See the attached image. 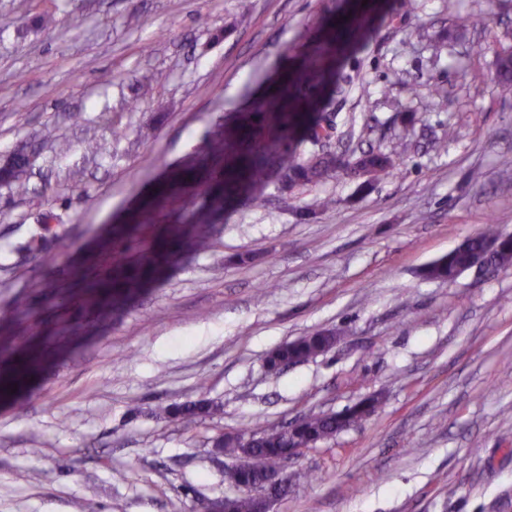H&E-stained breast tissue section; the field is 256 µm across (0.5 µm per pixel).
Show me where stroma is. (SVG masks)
<instances>
[{
  "mask_svg": "<svg viewBox=\"0 0 512 512\" xmlns=\"http://www.w3.org/2000/svg\"><path fill=\"white\" fill-rule=\"evenodd\" d=\"M334 0H0V163L35 160L20 197L0 184V336L42 365L0 400V512H207L231 488L217 431L251 433L375 396L373 415L301 450L273 512H512V267L454 281L422 271L486 224L512 232V98L490 40L512 45L501 0H397L338 73L340 152H408L393 177L344 175L239 208L210 247L121 298L104 321L82 278L112 273V227L164 168L286 70ZM250 22H236L240 12ZM480 24L436 43L464 20ZM151 96L129 110L140 76ZM443 98H436L434 87ZM82 115L73 123L71 113ZM333 197L334 210L298 208ZM59 217L28 250L40 214ZM82 321L79 348L50 333ZM315 330L328 352L278 371L269 353ZM218 414L184 426L165 407Z\"/></svg>",
  "mask_w": 512,
  "mask_h": 512,
  "instance_id": "obj_1",
  "label": "stroma"
}]
</instances>
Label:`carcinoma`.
<instances>
[{"label":"carcinoma","instance_id":"cac0c4a2","mask_svg":"<svg viewBox=\"0 0 512 512\" xmlns=\"http://www.w3.org/2000/svg\"><path fill=\"white\" fill-rule=\"evenodd\" d=\"M372 22L369 11L357 2L340 3L335 15L321 25L299 62L273 82L261 101L250 111L239 113L224 129L212 135L197 156L169 171L143 200L128 224H115V243L145 242V248L130 252L119 247L112 251V294L91 293L85 299L89 306L104 307L127 292L149 282L159 271L162 260L175 255V246L188 243L197 249L209 244L212 215L239 203L261 209L267 204L265 189L274 186L281 194L322 183L336 176L339 156L328 148L336 126L328 113L336 93L339 57L350 46L367 38ZM498 84L505 95L512 94V58L505 50L498 55ZM409 145L402 141L385 153V161L369 160L361 164L345 163L342 173L356 179L376 183L388 178L397 159ZM35 154L20 150L13 154L12 183L18 194L28 192L21 175L32 164ZM172 200L177 207L168 215L194 210L190 224H177V238L168 241L156 228L159 223L157 202ZM501 236L499 229L487 225L473 235L464 247L455 248L424 269L427 279L453 281L458 269L470 264L483 250L486 241ZM30 304L23 300L0 311L1 323L18 324L29 314ZM327 344L322 331L310 332L283 344L269 354L271 364L297 363L322 352ZM215 411L205 401L171 407L173 418L186 424ZM336 435V415L313 414L303 418L293 439L282 427L261 432L262 439L244 449L249 469L237 470L235 484L260 479L270 463L282 458L290 448H313L318 439ZM228 512H259V503L247 494L227 498Z\"/></svg>","mask_w":512,"mask_h":512}]
</instances>
